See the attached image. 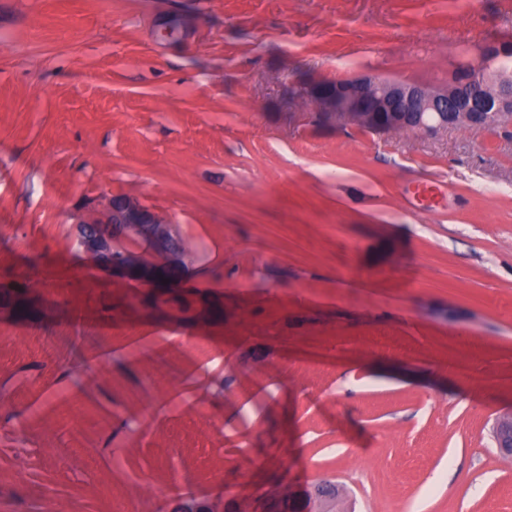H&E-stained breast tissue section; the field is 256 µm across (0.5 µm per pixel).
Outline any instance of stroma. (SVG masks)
Wrapping results in <instances>:
<instances>
[{"label":"stroma","mask_w":512,"mask_h":512,"mask_svg":"<svg viewBox=\"0 0 512 512\" xmlns=\"http://www.w3.org/2000/svg\"><path fill=\"white\" fill-rule=\"evenodd\" d=\"M0 0V512H214L324 479L340 512H512V142L313 122L298 83L443 86L512 0ZM127 193L188 311L97 269ZM221 318H214V311ZM165 5L157 32L160 40L177 43L187 36L195 25L196 16L187 5H177L171 0H158ZM78 212L80 246L112 278L150 288L155 299L162 295L159 286L174 287L187 252L165 217L131 195L112 193L85 202ZM144 251L154 260H146ZM493 436L499 448L512 447V417L504 416L496 421L492 428ZM503 457L512 458V448L509 452L502 450Z\"/></svg>","instance_id":"stroma-1"}]
</instances>
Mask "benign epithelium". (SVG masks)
<instances>
[{
  "label": "benign epithelium",
  "mask_w": 512,
  "mask_h": 512,
  "mask_svg": "<svg viewBox=\"0 0 512 512\" xmlns=\"http://www.w3.org/2000/svg\"><path fill=\"white\" fill-rule=\"evenodd\" d=\"M160 2L165 8L157 36L177 43L194 27L196 16L184 4ZM300 95L312 103L316 116L361 129L435 134L466 126L512 137V80L489 88L478 65L458 64L444 88L360 77L302 83ZM76 224L84 253L112 277L145 286L157 298L163 280L174 287L186 248L154 209L128 194L103 193L80 206ZM492 432L502 455L512 458V417L498 419Z\"/></svg>",
  "instance_id": "1"
}]
</instances>
